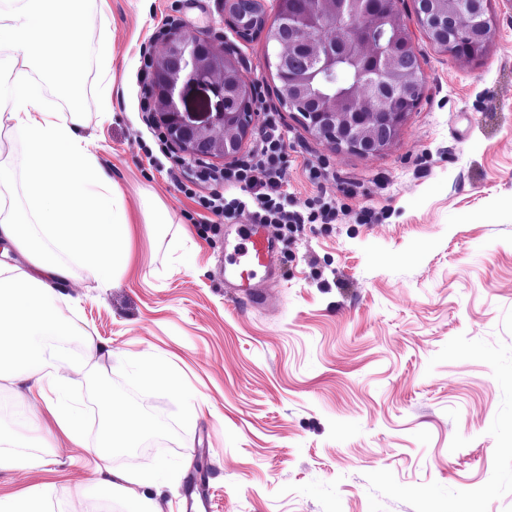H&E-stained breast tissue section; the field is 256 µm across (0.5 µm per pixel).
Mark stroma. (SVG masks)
<instances>
[{"label":"stroma","mask_w":512,"mask_h":512,"mask_svg":"<svg viewBox=\"0 0 512 512\" xmlns=\"http://www.w3.org/2000/svg\"><path fill=\"white\" fill-rule=\"evenodd\" d=\"M114 26L112 112L102 115L90 11L84 55L85 135L122 192L134 224L133 261L100 284L62 255L70 278L57 313L77 342L58 373L84 417V443L65 438L34 407L14 409L0 381V428L32 472L0 471V495L40 486L50 512H129L134 498L180 512L185 478L203 466L209 512H512V0H493L496 41L477 62L416 35L424 96L394 148L360 157L310 137L276 98L264 37L239 38L224 0H109ZM233 46L257 89L251 149L276 112L288 144L290 209L336 195L332 224H301L281 242L280 281L261 308L226 292L216 268L224 240L248 216L200 228L194 202L149 164L155 115L138 109L142 52L170 26ZM327 169L326 181L307 177ZM164 208L167 224L144 213ZM373 223L360 221L363 213ZM151 360L158 378L133 375ZM129 411L156 415L160 446L104 461L97 379ZM163 472L125 497L91 498L102 467Z\"/></svg>","instance_id":"stroma-1"}]
</instances>
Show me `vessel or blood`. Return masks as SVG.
<instances>
[{"instance_id":"obj_1","label":"vessel or blood","mask_w":512,"mask_h":512,"mask_svg":"<svg viewBox=\"0 0 512 512\" xmlns=\"http://www.w3.org/2000/svg\"><path fill=\"white\" fill-rule=\"evenodd\" d=\"M233 251L235 261L221 271L225 288L250 306H263L278 277V238L266 225L249 223L240 228Z\"/></svg>"}]
</instances>
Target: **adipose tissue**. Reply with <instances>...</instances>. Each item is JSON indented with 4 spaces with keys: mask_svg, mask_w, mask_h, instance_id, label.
<instances>
[{
    "mask_svg": "<svg viewBox=\"0 0 512 512\" xmlns=\"http://www.w3.org/2000/svg\"><path fill=\"white\" fill-rule=\"evenodd\" d=\"M80 0H0V127L24 133L28 149L20 164L0 163V243L18 250L28 270L10 274L0 264V380L22 384L28 399L41 401L58 430L81 443L84 420L58 397L66 382L51 370L45 337L71 332L55 310V285L70 270L58 257L66 252L88 259L89 271L109 283L131 261L133 226L114 183L80 134L82 105L69 116L47 107L44 84L62 96L72 92L79 63L73 44L81 34ZM28 173V203L16 209L5 192L17 168ZM101 459L128 454L148 426L119 413L109 392L99 398Z\"/></svg>",
    "mask_w": 512,
    "mask_h": 512,
    "instance_id": "adipose-tissue-1",
    "label": "adipose tissue"
}]
</instances>
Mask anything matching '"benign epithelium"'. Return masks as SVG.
Instances as JSON below:
<instances>
[{
    "label": "benign epithelium",
    "instance_id": "7a95c632",
    "mask_svg": "<svg viewBox=\"0 0 512 512\" xmlns=\"http://www.w3.org/2000/svg\"><path fill=\"white\" fill-rule=\"evenodd\" d=\"M421 8L414 10L415 26L400 17L401 0H387L378 19H349L346 28L347 45L367 48L370 61H388L407 77L401 94L382 100L372 111L363 109L361 100L349 91L336 95L340 112L316 110L313 104L325 96L317 82L320 73L331 74L341 63L342 56L328 48L319 49L318 69L308 75L310 89L292 106L301 111V121L310 136L338 153L361 157L389 152L397 143L408 117L415 108V98L424 85L423 66L414 48V31L418 28L440 49L461 57L460 48L468 44L489 51L497 32V19L491 2L479 5L471 17L450 14L437 15L430 0H420ZM345 20L344 0H338L337 12L309 27L305 16L288 15V24L273 34L291 46L311 39V35L335 21ZM241 72L234 49L218 47L208 38L191 35L179 27L170 29L163 38L152 83L157 105V121L163 125L168 140L190 158H230L241 149L257 112L250 107L255 98L251 84L236 89L243 102L242 112H216L204 122L194 121L189 113L180 110L181 87L189 84H209L217 96L224 97V72Z\"/></svg>",
    "mask_w": 512,
    "mask_h": 512
}]
</instances>
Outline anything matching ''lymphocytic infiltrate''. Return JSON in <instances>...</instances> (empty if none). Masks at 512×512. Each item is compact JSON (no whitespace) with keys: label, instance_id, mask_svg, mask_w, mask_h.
Returning a JSON list of instances; mask_svg holds the SVG:
<instances>
[{"label":"lymphocytic infiltrate","instance_id":"f902f5d3","mask_svg":"<svg viewBox=\"0 0 512 512\" xmlns=\"http://www.w3.org/2000/svg\"><path fill=\"white\" fill-rule=\"evenodd\" d=\"M265 123L268 131L254 151L219 170L196 160L190 183H178V190L220 220L248 212L260 223L276 224L285 231L299 224L333 223L343 206L332 194L316 198L307 213L289 210L282 191L288 146L275 113H267ZM201 185L208 186V193L198 194ZM227 187L240 189V196L226 198Z\"/></svg>","mask_w":512,"mask_h":512}]
</instances>
